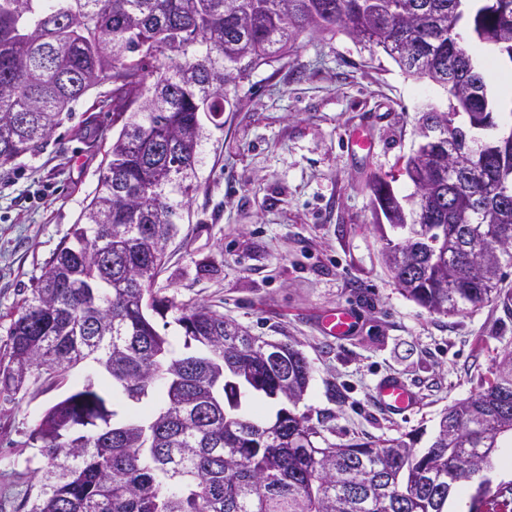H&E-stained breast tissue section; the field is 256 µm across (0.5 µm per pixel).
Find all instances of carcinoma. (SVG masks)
Instances as JSON below:
<instances>
[{
	"label": "carcinoma",
	"mask_w": 512,
	"mask_h": 512,
	"mask_svg": "<svg viewBox=\"0 0 512 512\" xmlns=\"http://www.w3.org/2000/svg\"><path fill=\"white\" fill-rule=\"evenodd\" d=\"M470 39L512 63V0H0V168L46 144L74 103L102 83L98 107L120 126L97 187L11 321L0 394L88 376L36 422L25 445L40 465L18 512H447L512 440V352L481 392L446 410L426 447L408 438L332 443L296 412L310 379L292 343L251 335L204 303L175 304L154 287L198 190L204 121L218 122L230 88L288 54L306 32L338 33L381 49L406 74L438 86L448 109L420 120L463 138L495 126L484 69ZM461 141L413 153L376 176L372 205L398 233L382 235L402 294L457 315L500 296L512 264L508 197L484 195L512 171V145L453 167ZM406 177L424 214L411 223ZM173 313L177 354L153 315ZM283 348L280 363L263 351ZM258 393L283 402L275 418L242 411ZM512 504V483L474 508Z\"/></svg>",
	"instance_id": "cac0c4a2"
}]
</instances>
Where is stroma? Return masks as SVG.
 <instances>
[{"label":"stroma","instance_id":"stroma-1","mask_svg":"<svg viewBox=\"0 0 512 512\" xmlns=\"http://www.w3.org/2000/svg\"><path fill=\"white\" fill-rule=\"evenodd\" d=\"M109 90H91L41 150L0 169V347L97 186L116 132L96 106ZM230 98L222 126L206 127L200 187L168 247L163 296L213 305L252 335L295 345L311 368L297 411L331 442L433 431L512 351L501 299L434 314L400 292L384 262L370 184L398 172L420 141L423 105H445V95L346 35L306 33ZM353 134L370 150L351 149ZM339 306L356 319L344 339L317 327ZM389 374L415 391L412 411L377 405L376 384ZM60 395L0 396V512L23 498L11 473L32 456L26 435Z\"/></svg>","mask_w":512,"mask_h":512}]
</instances>
